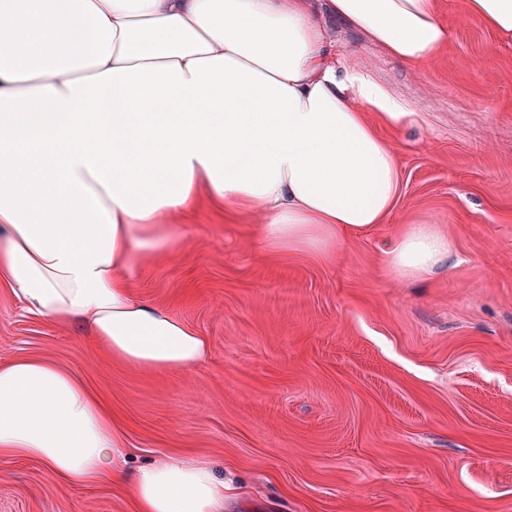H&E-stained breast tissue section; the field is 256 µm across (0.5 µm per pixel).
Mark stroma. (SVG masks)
I'll use <instances>...</instances> for the list:
<instances>
[{
    "instance_id": "35a3bbf8",
    "label": "stroma",
    "mask_w": 512,
    "mask_h": 512,
    "mask_svg": "<svg viewBox=\"0 0 512 512\" xmlns=\"http://www.w3.org/2000/svg\"><path fill=\"white\" fill-rule=\"evenodd\" d=\"M444 0L451 42L430 75L329 26L355 65L416 114L381 133L402 190L375 229L320 252L272 253L261 213L201 207L136 293L205 336L175 373L112 362L81 323L27 315L0 288V363L71 370L127 434V469L212 460L225 512H512V39ZM426 222L451 267L390 277L379 248ZM0 512H132L108 481L75 491L42 463L0 458Z\"/></svg>"
}]
</instances>
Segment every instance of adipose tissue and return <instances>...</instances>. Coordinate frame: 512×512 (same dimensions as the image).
Instances as JSON below:
<instances>
[{
    "instance_id": "obj_1",
    "label": "adipose tissue",
    "mask_w": 512,
    "mask_h": 512,
    "mask_svg": "<svg viewBox=\"0 0 512 512\" xmlns=\"http://www.w3.org/2000/svg\"><path fill=\"white\" fill-rule=\"evenodd\" d=\"M418 73L450 44L443 0H0V286L28 314L81 318L113 360L176 372L206 338L133 283L176 250L201 202L261 213L271 249L320 250L384 223L395 150L370 121L414 114L360 69L337 71L324 16ZM434 225L382 249L411 282L449 263ZM127 435L72 373L0 365V457L32 460L74 490L111 479L134 512H224L209 460L162 456L130 471Z\"/></svg>"
}]
</instances>
